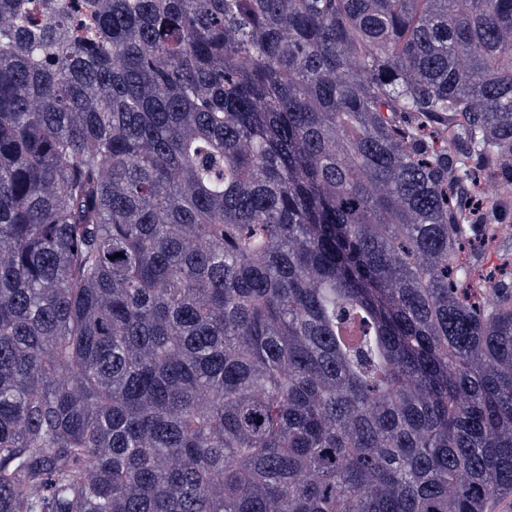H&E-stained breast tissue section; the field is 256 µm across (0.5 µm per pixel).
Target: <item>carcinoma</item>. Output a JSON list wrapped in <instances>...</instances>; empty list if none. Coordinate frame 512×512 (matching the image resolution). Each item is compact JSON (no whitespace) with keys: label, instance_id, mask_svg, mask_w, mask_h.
I'll return each instance as SVG.
<instances>
[{"label":"carcinoma","instance_id":"carcinoma-1","mask_svg":"<svg viewBox=\"0 0 512 512\" xmlns=\"http://www.w3.org/2000/svg\"><path fill=\"white\" fill-rule=\"evenodd\" d=\"M509 211L512 0H0V512H490Z\"/></svg>","mask_w":512,"mask_h":512}]
</instances>
